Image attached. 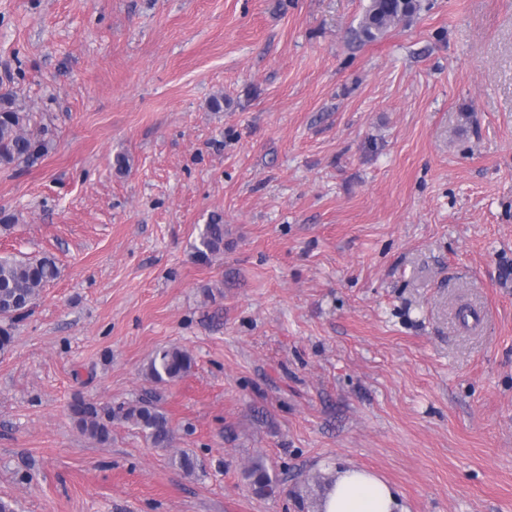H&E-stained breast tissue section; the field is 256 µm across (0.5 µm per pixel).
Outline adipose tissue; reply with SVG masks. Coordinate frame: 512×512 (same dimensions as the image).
Returning a JSON list of instances; mask_svg holds the SVG:
<instances>
[{
    "label": "adipose tissue",
    "instance_id": "1",
    "mask_svg": "<svg viewBox=\"0 0 512 512\" xmlns=\"http://www.w3.org/2000/svg\"><path fill=\"white\" fill-rule=\"evenodd\" d=\"M322 512H405L397 490L374 472L347 468L338 472L322 503Z\"/></svg>",
    "mask_w": 512,
    "mask_h": 512
}]
</instances>
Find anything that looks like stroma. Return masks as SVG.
I'll return each instance as SVG.
<instances>
[{
    "mask_svg": "<svg viewBox=\"0 0 512 512\" xmlns=\"http://www.w3.org/2000/svg\"><path fill=\"white\" fill-rule=\"evenodd\" d=\"M368 3L0 0V90L56 136L0 168V253L59 269L0 355L16 512H319L346 467L512 512V0L362 43ZM170 346L190 372L151 382ZM148 397L170 447L69 411ZM194 249L200 258H208L224 249V224L220 215H212L210 222L204 225ZM71 413L78 429L85 435L106 443L111 434L112 408H99L93 403L77 400L71 404Z\"/></svg>",
    "mask_w": 512,
    "mask_h": 512,
    "instance_id": "35a3bbf8",
    "label": "stroma"
}]
</instances>
